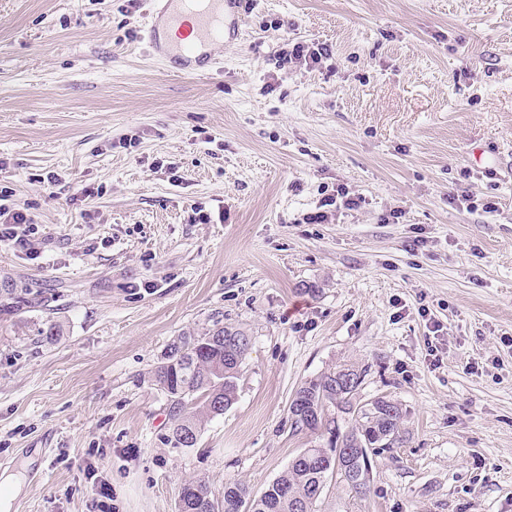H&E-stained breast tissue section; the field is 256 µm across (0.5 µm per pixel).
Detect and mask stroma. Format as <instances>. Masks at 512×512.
<instances>
[{
	"mask_svg": "<svg viewBox=\"0 0 512 512\" xmlns=\"http://www.w3.org/2000/svg\"><path fill=\"white\" fill-rule=\"evenodd\" d=\"M149 8L0 0V189L35 222L0 242L5 512H98L90 467L112 512L262 492L319 445L294 391L341 365L402 440L316 512H512V0H254L191 77ZM284 35L332 57L280 65ZM340 187L361 207L303 223ZM218 324L251 339L236 399L172 448L155 368Z\"/></svg>",
	"mask_w": 512,
	"mask_h": 512,
	"instance_id": "obj_1",
	"label": "stroma"
}]
</instances>
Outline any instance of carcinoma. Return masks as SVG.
I'll return each instance as SVG.
<instances>
[{
    "label": "carcinoma",
    "mask_w": 512,
    "mask_h": 512,
    "mask_svg": "<svg viewBox=\"0 0 512 512\" xmlns=\"http://www.w3.org/2000/svg\"><path fill=\"white\" fill-rule=\"evenodd\" d=\"M245 341L231 354L224 340ZM249 336L241 329L216 326L201 335L177 337L154 372L155 382L167 396L171 435L175 448H191L197 439L193 410L220 415L236 397L240 367L247 354ZM350 373L363 380V372L339 366L302 384L289 406L292 427L327 438L325 448H306L288 464L258 497L238 481L224 483V497H214L202 480L183 484L180 512H314L327 483L338 479L361 493L367 488L371 456L400 443L402 414L398 405L390 412L376 402L358 406L353 391L336 390L337 378ZM352 416L355 426L341 432L336 412Z\"/></svg>",
    "instance_id": "obj_1"
}]
</instances>
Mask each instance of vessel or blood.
<instances>
[{
	"label": "vessel or blood",
	"mask_w": 512,
	"mask_h": 512,
	"mask_svg": "<svg viewBox=\"0 0 512 512\" xmlns=\"http://www.w3.org/2000/svg\"><path fill=\"white\" fill-rule=\"evenodd\" d=\"M244 0H153L145 37L153 55L185 75H195L214 64L211 48L231 44L239 36ZM189 15L195 26L193 41L171 42L173 21Z\"/></svg>",
	"instance_id": "obj_1"
}]
</instances>
